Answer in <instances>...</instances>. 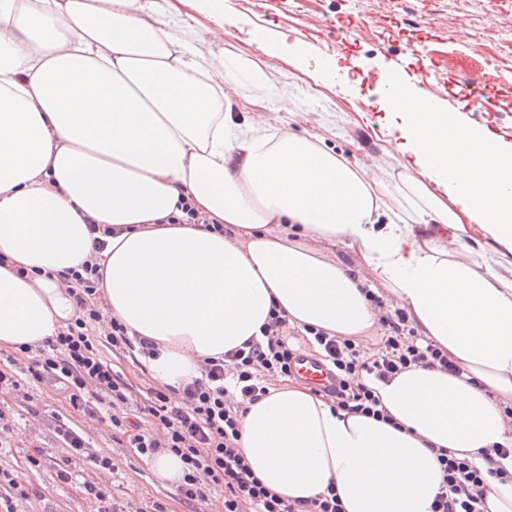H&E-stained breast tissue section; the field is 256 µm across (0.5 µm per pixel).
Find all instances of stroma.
Wrapping results in <instances>:
<instances>
[{
  "instance_id": "1",
  "label": "stroma",
  "mask_w": 512,
  "mask_h": 512,
  "mask_svg": "<svg viewBox=\"0 0 512 512\" xmlns=\"http://www.w3.org/2000/svg\"><path fill=\"white\" fill-rule=\"evenodd\" d=\"M141 2L175 40L194 46L205 66L243 60L261 74L260 83L226 89L224 109L245 130L314 134L350 164L397 173L400 131L381 109L385 76L396 59L406 87L423 77L439 86L442 109L458 90V75L480 72L492 106L480 124L496 132L512 125V0H224V34L217 38L191 7L172 13L167 0ZM419 40L433 58L431 68H421L409 48ZM266 43L301 50L300 67L267 55ZM334 58L343 69L327 72ZM27 366V355H20L13 368L19 393L0 394L9 424L0 433L7 442L0 447V472L27 473L39 490L14 497L15 512H97L79 489L88 477L134 508L159 500L169 512H194L175 485L156 478L150 459L113 442L111 428L84 419L55 387L33 382ZM58 420L84 429L91 452L111 458L112 468H91L73 456L54 432ZM28 452L38 454V467L28 468ZM61 469L72 472V484L59 482Z\"/></svg>"
}]
</instances>
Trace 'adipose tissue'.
Wrapping results in <instances>:
<instances>
[{"instance_id":"adipose-tissue-1","label":"adipose tissue","mask_w":512,"mask_h":512,"mask_svg":"<svg viewBox=\"0 0 512 512\" xmlns=\"http://www.w3.org/2000/svg\"><path fill=\"white\" fill-rule=\"evenodd\" d=\"M248 76L201 64L140 0H0V346L72 322L61 275L92 257L105 308L156 342L145 363L173 388L260 337L274 309L298 329L370 335L365 292L385 289L466 378L415 367L375 382L390 425L284 378L244 413L239 445L284 498L332 481L346 512H430L435 449L482 469L512 443V279L468 244L477 226L512 250V143L395 98L402 169L375 174L314 135L246 134L224 84ZM184 199L224 233L167 223ZM91 222L116 230L98 254Z\"/></svg>"}]
</instances>
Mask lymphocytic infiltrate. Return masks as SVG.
<instances>
[{
  "instance_id": "1",
  "label": "lymphocytic infiltrate",
  "mask_w": 512,
  "mask_h": 512,
  "mask_svg": "<svg viewBox=\"0 0 512 512\" xmlns=\"http://www.w3.org/2000/svg\"><path fill=\"white\" fill-rule=\"evenodd\" d=\"M101 278L98 264L90 260L81 270L62 274L78 315L56 339L35 347L27 370L35 382L61 385L74 410L108 420L113 441L147 457L161 450L180 456L187 471L178 492L192 506H210L211 490L220 487L224 512H345L332 483L312 498H282L253 475L238 446L240 419L249 405L267 396L276 377L291 376L292 360L306 352H316L336 372L335 390L322 394L333 408L385 422L391 416L381 408L370 380L387 383L417 366L455 377L464 373L447 349L417 334L404 309L374 294L370 302L382 329L375 346L314 327L300 332L274 312L262 327L261 339L202 359L200 378L182 388L152 383L137 401L133 386L114 371L103 352L149 357L156 354V345L130 337L125 324L107 314L99 299ZM133 406L158 427V434L146 433L138 418L129 416ZM434 454L443 485L431 512H485L490 487L483 472L451 449L438 448Z\"/></svg>"
}]
</instances>
